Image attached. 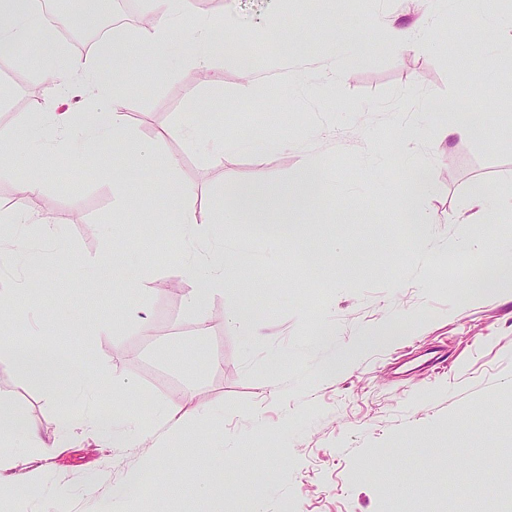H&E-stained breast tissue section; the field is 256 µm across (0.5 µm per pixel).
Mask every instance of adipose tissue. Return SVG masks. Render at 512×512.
Masks as SVG:
<instances>
[{
	"label": "adipose tissue",
	"instance_id": "adipose-tissue-1",
	"mask_svg": "<svg viewBox=\"0 0 512 512\" xmlns=\"http://www.w3.org/2000/svg\"><path fill=\"white\" fill-rule=\"evenodd\" d=\"M324 183L323 168L314 159H306L296 183L286 191L288 214L294 217V224H266L262 227L263 233L274 240L285 234L293 239L302 238L306 230L304 222L312 215V206L320 198ZM246 258L243 248L227 249L219 245L194 256L187 263L189 289L185 303L187 308L197 313L200 322H207L210 299L231 286V270L244 263ZM0 353L11 358L23 373L50 384L68 377L87 391L97 390L102 385V379L96 372L71 373L64 361L40 349L18 348L4 340L0 342ZM63 428L68 432L79 429L95 433L116 447L136 445L149 430L146 422L124 414L116 413L105 419L87 411L66 421ZM34 450L48 457L52 455L54 446L28 421L14 418L0 421V494L21 496L37 482V473L26 467L27 455Z\"/></svg>",
	"mask_w": 512,
	"mask_h": 512
}]
</instances>
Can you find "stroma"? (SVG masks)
I'll list each match as a JSON object with an SVG mask.
<instances>
[{"label": "stroma", "instance_id": "35a3bbf8", "mask_svg": "<svg viewBox=\"0 0 512 512\" xmlns=\"http://www.w3.org/2000/svg\"><path fill=\"white\" fill-rule=\"evenodd\" d=\"M194 0L190 18L217 20L227 42L208 67L173 66L136 85L123 102L139 142L178 159L170 175L142 165L104 139L93 161L66 153L13 158L0 174V201H23L62 230L66 258L47 240L0 231V281L14 289L11 317L0 326L18 346L65 357L77 370L129 379L75 393L48 386L0 360V400L58 443L52 458L28 456L42 473L28 496L0 498V512H47L65 495L71 512H100L128 471L151 457L152 481L136 492L140 512H207L196 488L204 471L232 481L221 512H457L460 494L480 490L512 512V291L482 298L471 287L503 254L460 249L493 233L512 238V215L488 221L472 208L478 188L512 200V58L479 54L469 69L462 46L480 16L471 0ZM430 15L432 41L404 50L382 32L384 19L406 11ZM344 27L361 41L340 83L330 84L337 48L324 38ZM301 48L290 51L291 33ZM262 51L255 82L241 74L235 44ZM13 95L0 106V131L32 112L52 111L58 91L18 60L0 59V83ZM474 107L484 133L434 142L448 100ZM203 136L177 132L183 112ZM416 128L420 138L400 140ZM169 129L161 141L154 134ZM263 134L285 149L255 166L242 153L210 155L205 138ZM330 179L310 232L282 240L269 257L252 221L225 223L215 200L262 180L274 197L268 223H281L305 156ZM436 170L433 191L415 202L432 218L427 239L405 223L401 197L423 165ZM122 170L142 204L114 211L112 174ZM38 172L40 189L19 196L15 176ZM191 187L202 223L196 235L172 223L170 185ZM244 246L248 260L235 284L209 303L206 326L185 305L187 259L214 243ZM343 244L362 269L312 267L308 253ZM130 270H144L143 291L122 280L91 286L104 246ZM248 308L255 323L242 335L227 318ZM127 313L113 322V311ZM445 347L447 368L419 372V352ZM190 412L170 427L151 421L156 404ZM125 413L150 430L132 447L98 444L85 432L63 435L77 408ZM469 433L458 440L457 420Z\"/></svg>", "mask_w": 512, "mask_h": 512}]
</instances>
